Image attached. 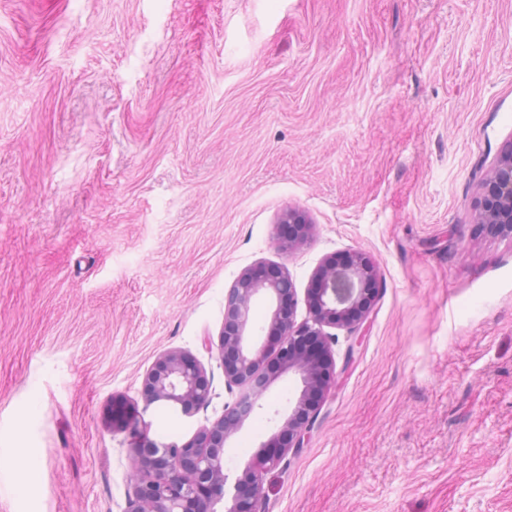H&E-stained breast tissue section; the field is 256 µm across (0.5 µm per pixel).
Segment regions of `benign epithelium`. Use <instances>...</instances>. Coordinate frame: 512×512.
<instances>
[{
	"mask_svg": "<svg viewBox=\"0 0 512 512\" xmlns=\"http://www.w3.org/2000/svg\"><path fill=\"white\" fill-rule=\"evenodd\" d=\"M495 196L491 210L481 209L480 224H512V148L497 158L487 180ZM278 223L298 224V236L282 239V247L294 250L309 237L313 225L307 215L293 207L284 209ZM377 289L376 271L361 252H349L342 261L326 258L307 287L311 318L296 322V288L286 269L258 264L244 269L225 296L224 326L218 353L224 369V384L239 389V396L224 414L209 426L200 427L187 442L151 443L137 468L128 512H216L224 498V447L255 410L259 397L268 391L272 377L266 373L267 342L255 345L249 322L252 304L262 299L270 308L265 338L276 336L284 353L301 341L316 344L317 357L294 355L275 375L293 374L301 390L283 423L260 445V454L250 460L233 484L224 512H256L262 489V472L279 464L292 448L302 447L306 429L315 419L319 404L312 396H324L335 373V359L326 327L357 330L370 304L368 289ZM146 405L162 403L186 417L204 408L212 393L205 368L191 354L168 351L162 354L143 380Z\"/></svg>",
	"mask_w": 512,
	"mask_h": 512,
	"instance_id": "1",
	"label": "benign epithelium"
}]
</instances>
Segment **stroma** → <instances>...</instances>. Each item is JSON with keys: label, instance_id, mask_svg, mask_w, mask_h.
<instances>
[{"label": "stroma", "instance_id": "35a3bbf8", "mask_svg": "<svg viewBox=\"0 0 512 512\" xmlns=\"http://www.w3.org/2000/svg\"><path fill=\"white\" fill-rule=\"evenodd\" d=\"M509 144L512 0H0V512H127L137 444L238 395L240 272L285 267L300 321L351 251L379 287L259 512H512V235L475 220ZM171 350L212 379L189 419L144 400ZM300 388L274 380L228 479ZM278 223L282 225L281 227L288 224L300 225L301 229L296 237H289L285 239L281 234L282 247L288 251L297 249L303 245L313 229L312 222L309 220L307 215L303 211L290 206L281 212L278 218Z\"/></svg>", "mask_w": 512, "mask_h": 512}]
</instances>
